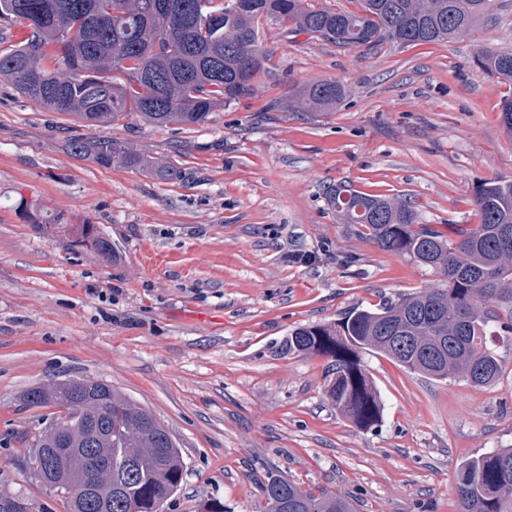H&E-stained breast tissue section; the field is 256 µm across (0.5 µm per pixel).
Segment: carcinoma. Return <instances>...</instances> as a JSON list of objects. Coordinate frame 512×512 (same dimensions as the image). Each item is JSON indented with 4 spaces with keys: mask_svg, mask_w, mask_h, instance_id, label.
Segmentation results:
<instances>
[{
    "mask_svg": "<svg viewBox=\"0 0 512 512\" xmlns=\"http://www.w3.org/2000/svg\"><path fill=\"white\" fill-rule=\"evenodd\" d=\"M356 10L306 0H0V77L27 100L72 115L89 126H110L134 113L143 121L199 125L210 114L252 95L267 59L259 21H275L345 48L389 40L436 44L468 34L495 0H358ZM27 29L6 44L3 29ZM477 65L512 84V51L485 50ZM334 81L303 86L299 104L326 112L341 102ZM67 150L110 167L114 161L165 179L180 171L150 155L133 153L107 137L72 135ZM342 224L378 248L406 256L440 276L438 284L367 308L333 323L294 330L280 344L285 355L326 356L334 372L326 394L346 419L370 429L382 404L361 362L372 352L429 379L461 377L490 387L501 375L495 336L512 334V180L481 182L473 206L478 223L445 235L420 221L414 202L369 195L338 183L326 191ZM78 243L101 253L110 242L89 223ZM508 310L502 321L499 309ZM28 406L59 408L64 434L45 433L32 461L39 476L63 495L67 512H97L84 493L91 475L112 491V512H160L181 486V449L158 421L140 424L148 411L102 382L62 380L25 391ZM78 455L49 473L41 469L62 446ZM265 512H355L333 491L304 490L282 474L261 485ZM459 512H512V448H496L461 462L455 475Z\"/></svg>",
    "mask_w": 512,
    "mask_h": 512,
    "instance_id": "1",
    "label": "carcinoma"
}]
</instances>
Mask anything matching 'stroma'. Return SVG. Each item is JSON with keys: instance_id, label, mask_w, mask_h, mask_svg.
Returning a JSON list of instances; mask_svg holds the SVG:
<instances>
[{"instance_id": "obj_1", "label": "stroma", "mask_w": 512, "mask_h": 512, "mask_svg": "<svg viewBox=\"0 0 512 512\" xmlns=\"http://www.w3.org/2000/svg\"><path fill=\"white\" fill-rule=\"evenodd\" d=\"M463 38L342 48L259 24L268 52L252 96L201 125L155 128L129 116L87 128L0 79V504L66 512L31 454L55 418L28 388L67 377L112 385L182 450L183 481L162 512H262L272 473L326 488L358 512H458L457 465L512 444V338L494 342L500 380L476 387L410 373L378 354L363 363L383 402L371 429L325 393L330 361L283 355L296 328L333 322L435 284L431 270L339 223L325 199L345 181L405 194L440 231L475 224L484 180L512 179L507 86L480 69L483 49L512 47V0ZM345 96L308 112L309 83ZM104 136L180 168L179 181L64 146L69 129ZM60 216L24 220L21 203ZM89 222L103 255L77 245ZM160 256L144 266L141 252ZM311 252L316 260L297 262ZM344 88L334 81H319L303 86L297 93L302 107L315 112L332 110L341 102Z\"/></svg>"}]
</instances>
